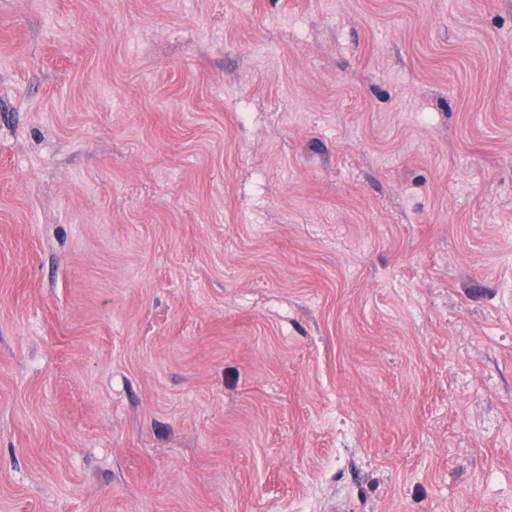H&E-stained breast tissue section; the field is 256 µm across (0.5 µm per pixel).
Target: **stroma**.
Listing matches in <instances>:
<instances>
[{
  "instance_id": "35a3bbf8",
  "label": "stroma",
  "mask_w": 512,
  "mask_h": 512,
  "mask_svg": "<svg viewBox=\"0 0 512 512\" xmlns=\"http://www.w3.org/2000/svg\"><path fill=\"white\" fill-rule=\"evenodd\" d=\"M512 512V0H0V512Z\"/></svg>"
}]
</instances>
